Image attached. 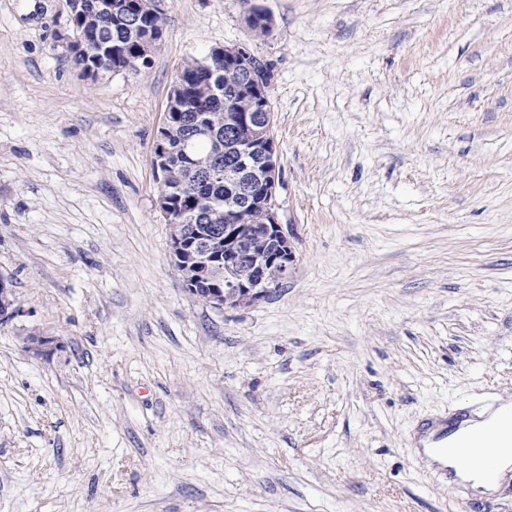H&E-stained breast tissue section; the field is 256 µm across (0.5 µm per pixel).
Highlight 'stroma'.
Masks as SVG:
<instances>
[{
	"label": "stroma",
	"instance_id": "1",
	"mask_svg": "<svg viewBox=\"0 0 512 512\" xmlns=\"http://www.w3.org/2000/svg\"><path fill=\"white\" fill-rule=\"evenodd\" d=\"M258 3L264 38L247 0H165L152 68L92 82L64 0H0V512H512L413 445L512 399V0ZM243 43L296 262L219 310L151 157L183 63ZM246 27L252 32L255 26H264L255 30V37L261 38L268 34L267 29L272 30L271 15L259 5H251L243 17ZM59 41L67 48L69 55L82 56L94 61L92 63L88 62L85 67L78 71L83 78L98 79L103 75L101 72L104 66L99 64L96 58L99 53V44L96 38H82L75 35L72 28L68 27L59 35ZM69 55L65 53V58L69 64L72 63L75 67L76 62Z\"/></svg>",
	"mask_w": 512,
	"mask_h": 512
}]
</instances>
